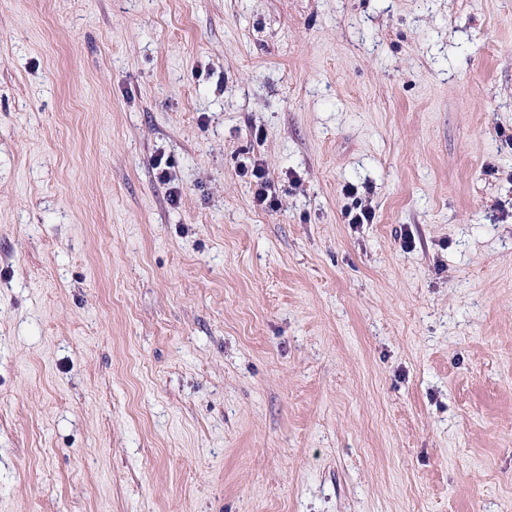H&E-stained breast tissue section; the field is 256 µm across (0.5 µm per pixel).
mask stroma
<instances>
[{"mask_svg":"<svg viewBox=\"0 0 512 512\" xmlns=\"http://www.w3.org/2000/svg\"><path fill=\"white\" fill-rule=\"evenodd\" d=\"M507 133L512 0H0V512H512ZM248 172H250L249 176L257 186L255 191L256 203L274 208L276 200L273 194L269 192L266 172L261 161L257 159L253 162L250 170L248 168L242 170L244 176H247Z\"/></svg>","mask_w":512,"mask_h":512,"instance_id":"35a3bbf8","label":"stroma"}]
</instances>
